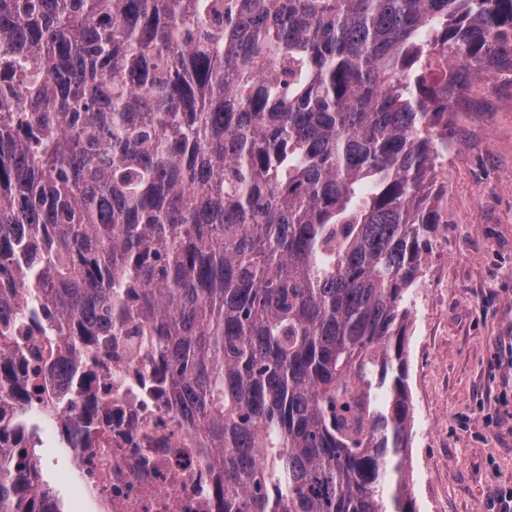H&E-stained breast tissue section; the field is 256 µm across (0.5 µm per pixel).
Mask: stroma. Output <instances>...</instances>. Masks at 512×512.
<instances>
[{
  "mask_svg": "<svg viewBox=\"0 0 512 512\" xmlns=\"http://www.w3.org/2000/svg\"><path fill=\"white\" fill-rule=\"evenodd\" d=\"M440 220L406 337L417 512H512V82L448 118Z\"/></svg>",
  "mask_w": 512,
  "mask_h": 512,
  "instance_id": "stroma-1",
  "label": "stroma"
}]
</instances>
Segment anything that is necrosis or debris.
I'll use <instances>...</instances> for the list:
<instances>
[{"label":"necrosis or debris","mask_w":512,"mask_h":512,"mask_svg":"<svg viewBox=\"0 0 512 512\" xmlns=\"http://www.w3.org/2000/svg\"><path fill=\"white\" fill-rule=\"evenodd\" d=\"M14 378H40L62 406L49 423L29 420L1 446L22 466L30 442L68 460L71 512H220L224 479L212 451L170 401L137 351H100L97 363L41 369L26 350L11 353Z\"/></svg>","instance_id":"1"}]
</instances>
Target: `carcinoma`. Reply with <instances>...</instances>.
I'll use <instances>...</instances> for the list:
<instances>
[{"instance_id": "obj_1", "label": "carcinoma", "mask_w": 512, "mask_h": 512, "mask_svg": "<svg viewBox=\"0 0 512 512\" xmlns=\"http://www.w3.org/2000/svg\"><path fill=\"white\" fill-rule=\"evenodd\" d=\"M491 74L512 0H0V336L141 337L223 512H416L412 291ZM27 454L0 512H60Z\"/></svg>"}]
</instances>
